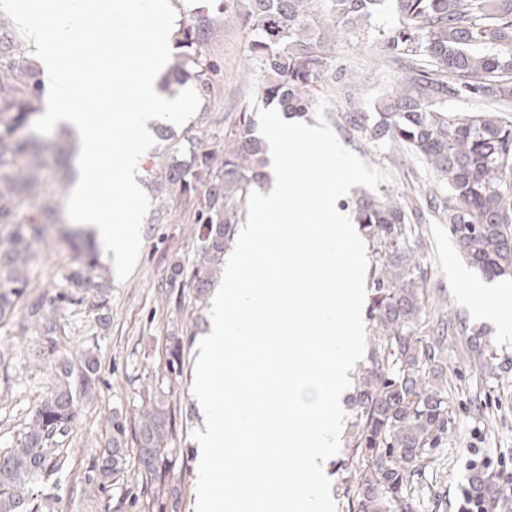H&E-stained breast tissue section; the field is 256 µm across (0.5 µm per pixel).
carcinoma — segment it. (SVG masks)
Instances as JSON below:
<instances>
[{
	"instance_id": "cac0c4a2",
	"label": "carcinoma",
	"mask_w": 512,
	"mask_h": 512,
	"mask_svg": "<svg viewBox=\"0 0 512 512\" xmlns=\"http://www.w3.org/2000/svg\"><path fill=\"white\" fill-rule=\"evenodd\" d=\"M247 0L235 20L249 31L248 57L262 73L264 105L305 118L316 90L336 72L330 46L344 33L366 34L385 0ZM397 24L372 35L375 52L401 79L373 103L372 112L331 113L364 145L383 146L388 159L423 163L432 181L412 177L410 193L383 190L355 196L356 223L371 254L368 310L371 336L357 378L354 420L346 436L344 497L347 512H413L415 484L448 438V390L430 379L450 324L426 296L428 268L418 250L422 226L432 218L448 225L456 250L490 277H512V0H391ZM221 37L209 6L189 11L176 31L175 83L193 80L200 120L216 99L219 65L207 53ZM44 90L36 60L10 18L0 13V323L11 319L29 285V258L53 223L46 192H67L68 146L45 144L34 127ZM462 100L480 107L455 110ZM145 186L155 202L149 223L167 217L171 195L193 208L195 262L171 267L165 299L181 306L183 280L194 298L204 296L223 270L224 252L247 214V199L264 177L266 141L257 134L253 109L244 103L224 126V144L211 149L199 136L173 138ZM99 253L84 252L67 277L71 302L88 297L104 305L109 288L97 273ZM28 317L46 336L57 333L44 305H27ZM472 363L483 361L485 332L460 326ZM184 341L169 337L168 359L155 389L138 414L112 416L108 448L84 482L104 489L123 473L126 452L137 451L141 493L166 512L167 449L173 416L164 381L184 368ZM100 364L94 351L76 363L62 362V384L42 402L22 438L0 453V512H39L33 487L62 469L55 448L69 435L77 403L94 392Z\"/></svg>"
}]
</instances>
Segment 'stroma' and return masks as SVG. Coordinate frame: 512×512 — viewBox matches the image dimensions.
Segmentation results:
<instances>
[{
    "instance_id": "stroma-1",
    "label": "stroma",
    "mask_w": 512,
    "mask_h": 512,
    "mask_svg": "<svg viewBox=\"0 0 512 512\" xmlns=\"http://www.w3.org/2000/svg\"><path fill=\"white\" fill-rule=\"evenodd\" d=\"M248 39V31L236 24L225 27L223 38L209 48L222 65L220 94L214 102L216 116H233L241 103L259 91L257 75L243 73ZM333 55L337 68L356 71L358 78L349 85L333 80L324 92L330 111L371 110L374 99L396 79L391 69L380 64L367 37H338ZM152 209L150 197L141 195L136 216L139 240L128 264L111 271L105 310H97L91 299L80 304L57 302L81 257L68 246L60 225L54 224L34 246L25 298L42 299L45 311L58 323L57 335L47 337L27 328L21 311L0 325L1 452L21 437L53 390L52 364L77 360L90 349L100 363L96 392L78 403L70 435L62 442L63 447L75 449V457L68 467L34 488L45 504L43 512H145L147 504L138 497L141 484L136 452H128L123 476L106 489L90 491L77 477L107 448L113 414L129 416L140 406L143 391L164 369L167 338L174 334L183 337L187 352L182 377L169 386L175 433L169 443L168 485L179 492L178 512H193L198 475L192 434L202 427L192 391L199 341L191 333L193 292L184 288V300L178 307L161 297L172 262L188 265L195 257L193 209L184 199L171 201L163 224L149 223ZM425 240V261L431 269L430 299L446 303L468 326L486 330V357L495 368L494 373L481 374L468 361L460 338L449 340L438 366L439 383L451 389L453 415L448 440L436 450L437 463L418 484L414 512H459L461 491L471 487L475 476H482L492 489L503 475L512 473V336H505L503 329L475 314L468 288L484 276L457 252L447 225L428 224ZM473 448L490 459L488 469L471 470L469 451Z\"/></svg>"
}]
</instances>
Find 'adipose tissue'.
<instances>
[{
	"label": "adipose tissue",
	"instance_id": "adipose-tissue-1",
	"mask_svg": "<svg viewBox=\"0 0 512 512\" xmlns=\"http://www.w3.org/2000/svg\"><path fill=\"white\" fill-rule=\"evenodd\" d=\"M125 14L150 30L149 50L133 46L114 52L115 30L99 25L93 15L55 9L44 14L26 11L16 14V22L40 66L46 116L54 127L65 129L77 145L73 159L77 177L67 201L69 213L74 223L92 230L99 241L111 245L113 261L119 267L130 259L140 234L133 216L141 191L140 172L128 167L120 174L112 192H90L89 186L98 178L105 159L100 146L119 125L125 130L123 150L137 155L151 126L161 119L179 121L189 111L192 99L188 91L172 99L162 98L155 88L156 78L168 63L173 33L168 18L162 14L145 16L142 0H126ZM88 28L99 34L98 50L117 59L112 69L99 76L100 83L109 85L113 101L149 99L154 103L152 109L135 113L119 109L93 111L92 87L76 80L75 67L65 63L72 42Z\"/></svg>",
	"mask_w": 512,
	"mask_h": 512
}]
</instances>
